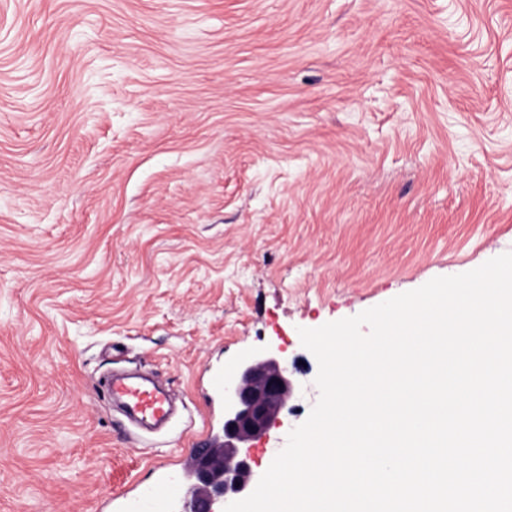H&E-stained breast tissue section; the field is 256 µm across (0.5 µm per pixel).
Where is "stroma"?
Here are the masks:
<instances>
[{
	"label": "stroma",
	"instance_id": "obj_1",
	"mask_svg": "<svg viewBox=\"0 0 512 512\" xmlns=\"http://www.w3.org/2000/svg\"><path fill=\"white\" fill-rule=\"evenodd\" d=\"M512 251V0H0V512H128L215 375ZM182 406L142 436L98 380Z\"/></svg>",
	"mask_w": 512,
	"mask_h": 512
}]
</instances>
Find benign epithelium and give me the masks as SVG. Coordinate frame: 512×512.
Listing matches in <instances>:
<instances>
[{
	"label": "benign epithelium",
	"instance_id": "benign-epithelium-1",
	"mask_svg": "<svg viewBox=\"0 0 512 512\" xmlns=\"http://www.w3.org/2000/svg\"><path fill=\"white\" fill-rule=\"evenodd\" d=\"M294 393L288 363L270 350L245 360L224 386V435L200 452L193 475L200 493L186 512H214L218 500L233 502L253 486L249 448L280 419Z\"/></svg>",
	"mask_w": 512,
	"mask_h": 512
}]
</instances>
